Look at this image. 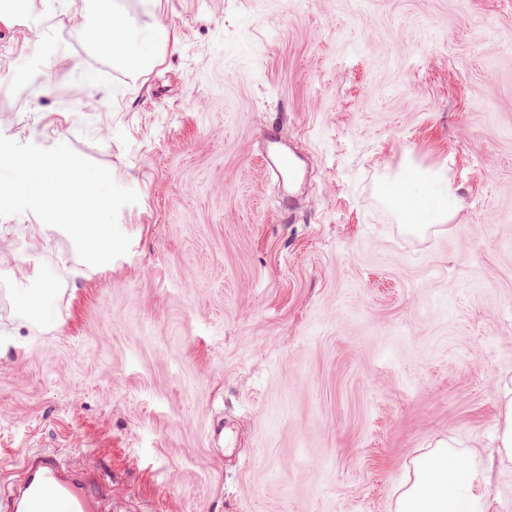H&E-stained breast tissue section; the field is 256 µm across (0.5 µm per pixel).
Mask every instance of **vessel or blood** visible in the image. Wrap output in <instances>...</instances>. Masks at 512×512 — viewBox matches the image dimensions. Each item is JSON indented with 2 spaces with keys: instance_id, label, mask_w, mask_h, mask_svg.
I'll return each instance as SVG.
<instances>
[{
  "instance_id": "obj_1",
  "label": "vessel or blood",
  "mask_w": 512,
  "mask_h": 512,
  "mask_svg": "<svg viewBox=\"0 0 512 512\" xmlns=\"http://www.w3.org/2000/svg\"><path fill=\"white\" fill-rule=\"evenodd\" d=\"M266 162L276 174L294 171L298 157L278 135L267 141ZM52 487V497H45V487ZM5 512H99V499L91 480L79 472H64L49 457L33 458L28 464L25 482L11 497L0 500Z\"/></svg>"
}]
</instances>
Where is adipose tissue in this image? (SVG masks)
Listing matches in <instances>:
<instances>
[{
	"mask_svg": "<svg viewBox=\"0 0 512 512\" xmlns=\"http://www.w3.org/2000/svg\"><path fill=\"white\" fill-rule=\"evenodd\" d=\"M91 26L98 49L107 54L110 68L92 73L79 60L66 61L68 73L87 85L108 86L112 71L137 72L149 67L158 48L168 40L160 22L142 24L111 0H95ZM381 194L404 223L424 226L444 224L463 207L447 165L422 168L408 165L396 178L384 181ZM19 315L36 325L56 319V293L51 284L24 289L17 301ZM487 480V468L477 453L461 455L450 442L438 441L416 456L413 474L397 490L394 512H477L479 489Z\"/></svg>",
	"mask_w": 512,
	"mask_h": 512,
	"instance_id": "ef3b65f1",
	"label": "adipose tissue"
}]
</instances>
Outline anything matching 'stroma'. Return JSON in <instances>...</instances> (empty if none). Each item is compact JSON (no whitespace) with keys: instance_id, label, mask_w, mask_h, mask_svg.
Instances as JSON below:
<instances>
[{"instance_id":"35a3bbf8","label":"stroma","mask_w":512,"mask_h":512,"mask_svg":"<svg viewBox=\"0 0 512 512\" xmlns=\"http://www.w3.org/2000/svg\"><path fill=\"white\" fill-rule=\"evenodd\" d=\"M90 0L0 24V134L68 144L138 194L111 266L0 217V491L26 461L98 476L105 512H392L438 441L488 454L512 386V0H156L169 42L109 88ZM77 94V102L64 92ZM277 132L305 159L288 196ZM447 162L463 208L379 193ZM46 280L58 322L18 318ZM485 512H512L495 461ZM66 71L70 74L78 75L87 85L103 88L110 83L111 73L108 71H99L90 73L86 70L79 60L70 59L65 62ZM266 162L270 169L279 176L292 172L299 166L298 156L290 146L282 142L277 134L270 135L267 141Z\"/></svg>"}]
</instances>
